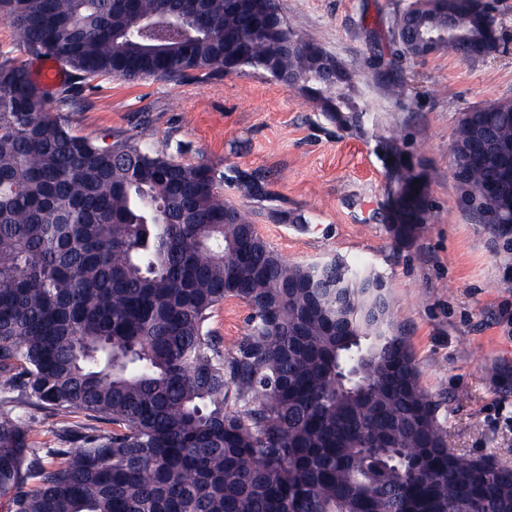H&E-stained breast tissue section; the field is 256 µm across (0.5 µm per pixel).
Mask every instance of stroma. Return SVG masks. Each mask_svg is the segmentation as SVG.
<instances>
[{"instance_id": "35a3bbf8", "label": "stroma", "mask_w": 512, "mask_h": 512, "mask_svg": "<svg viewBox=\"0 0 512 512\" xmlns=\"http://www.w3.org/2000/svg\"><path fill=\"white\" fill-rule=\"evenodd\" d=\"M278 2L352 74L376 118L365 135L336 131L299 91L251 69L192 72L178 83L99 76L81 83L64 115L69 129L102 146L165 140L189 164L265 173L270 200L246 202L259 232L290 261L340 256L382 273L421 383L444 401L449 447L512 466V235L471 218L449 152L461 112L512 101V0H490L498 54L468 61L400 55L395 20L410 0ZM395 79L405 85L398 100L386 91ZM394 125L431 204L424 234L408 248L396 247L380 221L390 165L380 139ZM289 213L308 224L288 223ZM20 414L36 425L33 442L47 466L60 461L53 450L64 426L93 427L80 413L63 422L31 405Z\"/></svg>"}]
</instances>
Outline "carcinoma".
<instances>
[{"instance_id":"1","label":"carcinoma","mask_w":512,"mask_h":512,"mask_svg":"<svg viewBox=\"0 0 512 512\" xmlns=\"http://www.w3.org/2000/svg\"><path fill=\"white\" fill-rule=\"evenodd\" d=\"M403 15L404 56L468 60L497 44L482 0H413ZM0 18L18 48L78 79L225 76L231 57L234 74L288 81L338 131L363 135L371 119L340 60L314 74L299 25L259 28L246 4L0 0ZM450 23L457 37L424 42ZM52 101L65 111L69 88L48 100L0 52V375L24 402L112 432L79 437L47 468L33 426L0 409L6 512H512V468L448 448L390 293L370 288L380 273L288 262L224 199L226 182L269 197L263 177L181 162L166 141L98 146ZM490 141L512 151L511 101L464 112L450 145L465 206L506 236ZM382 148L397 159L384 230L410 245L428 223L427 184L397 133ZM226 298L249 307L231 342L209 329Z\"/></svg>"}]
</instances>
